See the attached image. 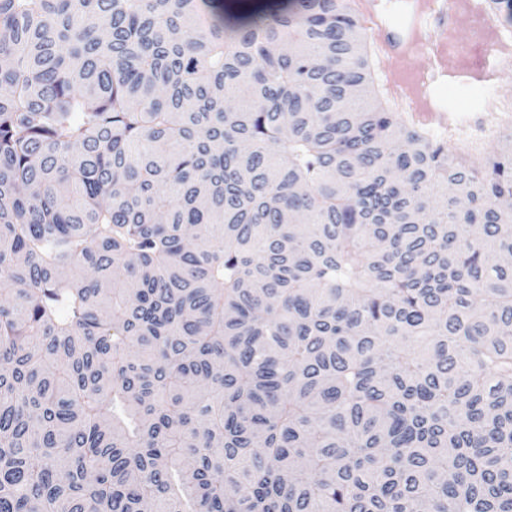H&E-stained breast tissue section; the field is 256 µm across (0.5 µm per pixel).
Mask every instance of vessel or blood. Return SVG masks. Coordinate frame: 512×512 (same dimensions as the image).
<instances>
[{
	"label": "vessel or blood",
	"mask_w": 512,
	"mask_h": 512,
	"mask_svg": "<svg viewBox=\"0 0 512 512\" xmlns=\"http://www.w3.org/2000/svg\"><path fill=\"white\" fill-rule=\"evenodd\" d=\"M413 21L410 25L391 23L377 8V0H358L357 9L369 23L373 38L393 68L388 73L389 87H403L417 105L413 117L424 125L446 127L454 115L438 88L439 79L458 66L456 48L450 38L455 16L447 8L435 7L433 0H409ZM430 45L436 64L429 81L414 80L406 62L414 49Z\"/></svg>",
	"instance_id": "obj_1"
}]
</instances>
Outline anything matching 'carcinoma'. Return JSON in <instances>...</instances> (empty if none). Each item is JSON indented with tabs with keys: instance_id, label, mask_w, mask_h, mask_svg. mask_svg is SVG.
Here are the masks:
<instances>
[{
	"instance_id": "obj_1",
	"label": "carcinoma",
	"mask_w": 512,
	"mask_h": 512,
	"mask_svg": "<svg viewBox=\"0 0 512 512\" xmlns=\"http://www.w3.org/2000/svg\"><path fill=\"white\" fill-rule=\"evenodd\" d=\"M248 2L0 0V512H512V170Z\"/></svg>"
}]
</instances>
